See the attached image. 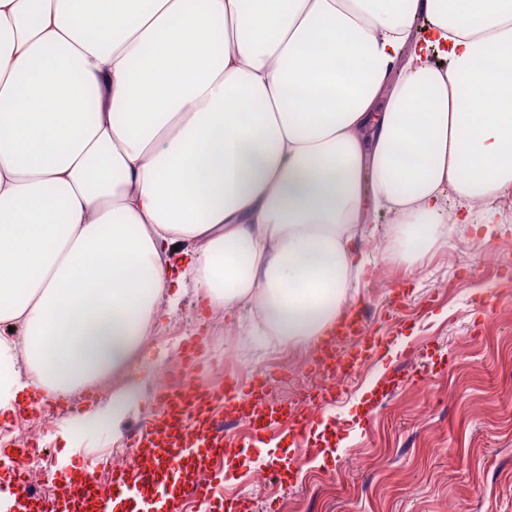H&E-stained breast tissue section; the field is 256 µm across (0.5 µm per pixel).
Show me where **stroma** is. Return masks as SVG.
<instances>
[{
    "label": "stroma",
    "mask_w": 512,
    "mask_h": 512,
    "mask_svg": "<svg viewBox=\"0 0 512 512\" xmlns=\"http://www.w3.org/2000/svg\"><path fill=\"white\" fill-rule=\"evenodd\" d=\"M492 206L502 221L494 238L457 225L412 268L372 250L391 229L386 215H376L357 248L386 265L389 280L383 285L374 275L350 291L353 307L369 310L367 330L378 342L356 377L293 376L312 343L284 347L249 335L244 304L223 321L210 319L189 277L172 312L155 320L152 338L113 380L137 397L118 423H86L67 442L61 434L70 418L50 421L27 410L0 419V433L36 432L46 477H77L90 462L97 477L110 476L113 451L151 414L148 393L169 360L189 350L205 368L216 345L235 358L233 374L276 377L279 402L297 403L300 392L322 387L336 398L311 407L313 425L302 438L282 427L256 439L238 424L231 440L244 452L235 479L220 501L189 503L185 512H227L225 501L237 497L251 512H512V190ZM489 253L496 265L485 264ZM70 446L76 452L61 466ZM275 459L293 461L291 473L257 480Z\"/></svg>",
    "instance_id": "1"
}]
</instances>
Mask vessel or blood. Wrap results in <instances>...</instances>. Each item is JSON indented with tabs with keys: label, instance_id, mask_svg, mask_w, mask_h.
<instances>
[{
	"label": "vessel or blood",
	"instance_id": "b4317fda",
	"mask_svg": "<svg viewBox=\"0 0 512 512\" xmlns=\"http://www.w3.org/2000/svg\"><path fill=\"white\" fill-rule=\"evenodd\" d=\"M365 309H356L336 333L317 341L314 366L321 374L350 376L362 365L375 347V337L366 335ZM358 343L347 362L336 358V347L346 338ZM160 411L154 412L132 437L135 449L148 448L151 459L135 456L130 464L113 471L108 482H99L91 472L70 482V494L64 498L31 494L22 472H15L9 491L10 512H114L118 499H131L138 492H162L167 512H180L183 497L211 499L216 485L231 476L238 457L236 449L224 445V424L215 412L217 405L229 402L235 413L252 422L255 433L286 423L294 434L306 432L309 415L306 404L289 407L271 396L266 379L251 380L240 387L233 379L222 386H187L169 388L160 393ZM201 441V448L185 445L187 436Z\"/></svg>",
	"mask_w": 512,
	"mask_h": 512
}]
</instances>
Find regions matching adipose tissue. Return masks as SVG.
Returning <instances> with one entry per match:
<instances>
[{
    "label": "adipose tissue",
    "mask_w": 512,
    "mask_h": 512,
    "mask_svg": "<svg viewBox=\"0 0 512 512\" xmlns=\"http://www.w3.org/2000/svg\"><path fill=\"white\" fill-rule=\"evenodd\" d=\"M511 186L512 0H0V415L122 373L188 275L329 335L372 213L416 265Z\"/></svg>",
    "instance_id": "obj_1"
}]
</instances>
